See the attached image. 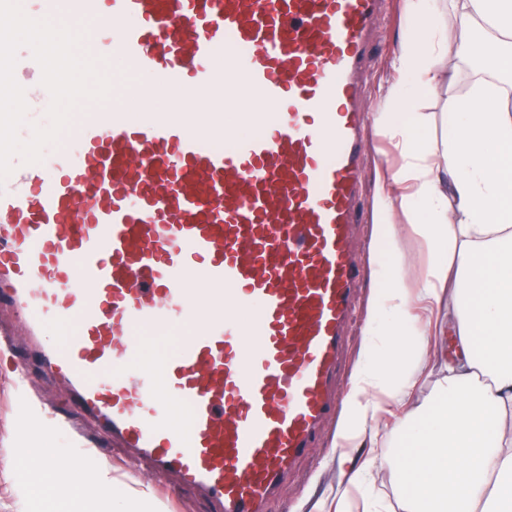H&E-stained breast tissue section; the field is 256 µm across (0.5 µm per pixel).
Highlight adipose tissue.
<instances>
[{
  "instance_id": "ef3b65f1",
  "label": "adipose tissue",
  "mask_w": 512,
  "mask_h": 512,
  "mask_svg": "<svg viewBox=\"0 0 512 512\" xmlns=\"http://www.w3.org/2000/svg\"><path fill=\"white\" fill-rule=\"evenodd\" d=\"M445 32L434 18L439 0H406L409 22L399 36L393 84L375 116L402 164L379 188L374 230L384 245L375 277L367 337L343 403L338 447L377 445L367 431L386 404H411L418 361L430 339L454 329L457 350L435 361L443 373L428 410L394 425L395 456H371L351 471L366 484L371 470L398 475L404 512H512V111L479 93L448 107L443 148L428 139L430 114L413 99L441 82L442 58L470 52L474 25L493 27L483 46L489 71L512 75V0H449ZM412 222L394 223L395 210ZM420 239L428 261L406 280L404 234ZM448 304V325L434 311Z\"/></svg>"
}]
</instances>
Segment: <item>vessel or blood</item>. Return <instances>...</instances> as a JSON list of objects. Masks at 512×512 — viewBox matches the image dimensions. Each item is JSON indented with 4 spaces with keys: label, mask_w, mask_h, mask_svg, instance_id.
Returning a JSON list of instances; mask_svg holds the SVG:
<instances>
[{
    "label": "vessel or blood",
    "mask_w": 512,
    "mask_h": 512,
    "mask_svg": "<svg viewBox=\"0 0 512 512\" xmlns=\"http://www.w3.org/2000/svg\"><path fill=\"white\" fill-rule=\"evenodd\" d=\"M132 71L0 183V303L76 407L220 512H265L339 404L360 76L381 0H27ZM30 109L41 68L21 64ZM159 79L166 111L124 99ZM256 93L250 101L248 93ZM260 132L224 124L223 94ZM188 336L142 363L153 336Z\"/></svg>",
    "instance_id": "b4317fda"
}]
</instances>
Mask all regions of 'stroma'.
I'll return each mask as SVG.
<instances>
[{
    "instance_id": "obj_1",
    "label": "stroma",
    "mask_w": 512,
    "mask_h": 512,
    "mask_svg": "<svg viewBox=\"0 0 512 512\" xmlns=\"http://www.w3.org/2000/svg\"><path fill=\"white\" fill-rule=\"evenodd\" d=\"M403 22V0H385L373 43V59L362 76L369 95L366 106L376 112L396 78L391 60ZM443 67L451 81L421 93L413 102L416 112L432 113L429 137L443 143L448 130L447 104L466 98L477 89L512 98V88L494 77L471 68L467 60L445 57ZM401 157L385 128H377L374 148L360 174V204L365 220L354 228L356 255L362 263L355 309L348 325L349 345L337 381L348 393L355 365L367 332L368 306L375 292L374 259L383 245L373 237L376 186L381 177L396 171ZM58 418L86 446L80 468L68 441L54 430L50 420ZM338 420H329L318 438L313 456L301 459L288 479L269 500L266 512H335L341 495H348L355 512H368L379 504L384 512H403L402 499L393 473L373 472L369 491L350 487L349 464L334 446ZM49 449L57 468L45 493L34 491L30 481L31 449ZM143 466L127 456L91 418L70 402V391L55 375L31 360L24 346L14 355H0V512H212L208 502L188 491L178 499L166 494L173 482L167 475L145 477Z\"/></svg>"
}]
</instances>
